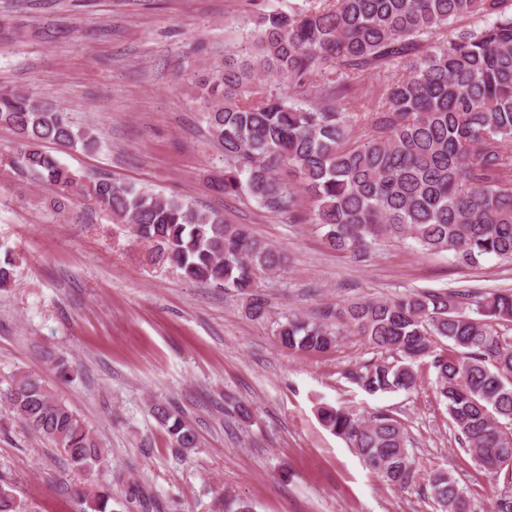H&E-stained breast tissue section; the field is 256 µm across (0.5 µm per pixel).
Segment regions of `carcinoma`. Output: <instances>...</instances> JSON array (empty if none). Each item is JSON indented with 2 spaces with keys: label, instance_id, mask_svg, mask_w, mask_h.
<instances>
[{
  "label": "carcinoma",
  "instance_id": "cac0c4a2",
  "mask_svg": "<svg viewBox=\"0 0 512 512\" xmlns=\"http://www.w3.org/2000/svg\"><path fill=\"white\" fill-rule=\"evenodd\" d=\"M274 8L250 30L252 48L224 49L194 74L201 118L224 152L216 191L245 195L262 209L317 224L333 250L363 260L381 237L422 253L448 251L462 265L488 257L512 261V0H306ZM483 25L447 42L429 37L458 18ZM383 77L365 141L352 140L341 99L366 77ZM0 126L15 134L10 163L59 191L65 209L76 176L44 150L54 142L93 149L97 140L66 112L27 91L0 89ZM79 191L112 223L127 226L147 261L181 277L246 296L252 320L270 318L260 279L283 264L281 253L243 224L147 187L99 178ZM19 263L4 249L0 289L15 283ZM512 289L414 291L365 299L317 319L275 321L278 342L299 354H322L354 335L378 357L347 378L369 394L411 391L414 364L432 358L436 390L450 428L476 464L512 483ZM448 341L438 352L435 340ZM0 403L31 434L50 442L71 465L90 471L108 450L85 420L43 379L16 373ZM152 415L171 447L199 446L195 428L174 407ZM321 425L344 440L393 486L413 476L405 425L389 412L363 418L322 403ZM438 512H471L447 469L429 480ZM81 503L112 512L109 490ZM126 510L159 512L136 488Z\"/></svg>",
  "mask_w": 512,
  "mask_h": 512
}]
</instances>
